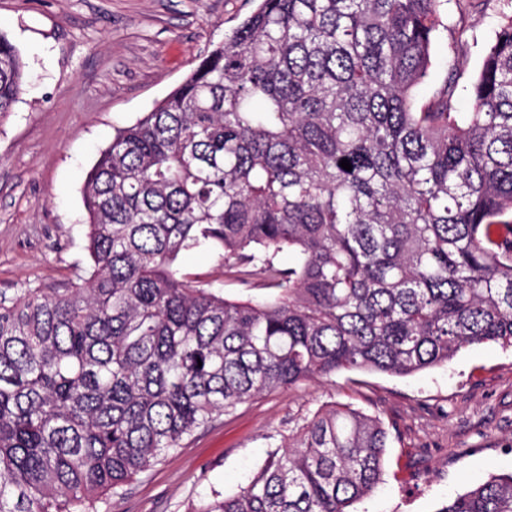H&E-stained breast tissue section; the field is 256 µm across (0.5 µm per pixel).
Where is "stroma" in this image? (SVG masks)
Returning a JSON list of instances; mask_svg holds the SVG:
<instances>
[{
	"instance_id": "obj_1",
	"label": "stroma",
	"mask_w": 512,
	"mask_h": 512,
	"mask_svg": "<svg viewBox=\"0 0 512 512\" xmlns=\"http://www.w3.org/2000/svg\"><path fill=\"white\" fill-rule=\"evenodd\" d=\"M254 7L252 0H0V35L19 51L24 88L0 112V299L30 288H67L86 274L82 188L115 128L163 100ZM504 10L476 0L460 12L443 0L444 30L417 90L427 101L462 74L455 111L471 109L467 86ZM465 25L455 40L450 30ZM177 267L231 298L264 297L226 272L213 251ZM347 406L389 432L383 482L355 512H438L489 476L512 472V348L462 349L448 365L407 377L339 371L264 394L197 429L182 448L123 494L100 496L96 512H185L212 491L232 494L317 411Z\"/></svg>"
}]
</instances>
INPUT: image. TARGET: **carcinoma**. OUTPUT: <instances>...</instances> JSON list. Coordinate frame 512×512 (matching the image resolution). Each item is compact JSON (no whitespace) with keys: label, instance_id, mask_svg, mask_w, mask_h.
<instances>
[{"label":"carcinoma","instance_id":"1","mask_svg":"<svg viewBox=\"0 0 512 512\" xmlns=\"http://www.w3.org/2000/svg\"><path fill=\"white\" fill-rule=\"evenodd\" d=\"M441 2L259 0L115 130L82 189L87 276L0 301V512H94L216 416L308 378L512 347V15L455 112L454 61L414 95ZM21 85L0 35V112ZM204 247L273 293L180 274ZM387 444L373 416L318 411L189 512H351ZM437 512H512V473Z\"/></svg>","mask_w":512,"mask_h":512}]
</instances>
